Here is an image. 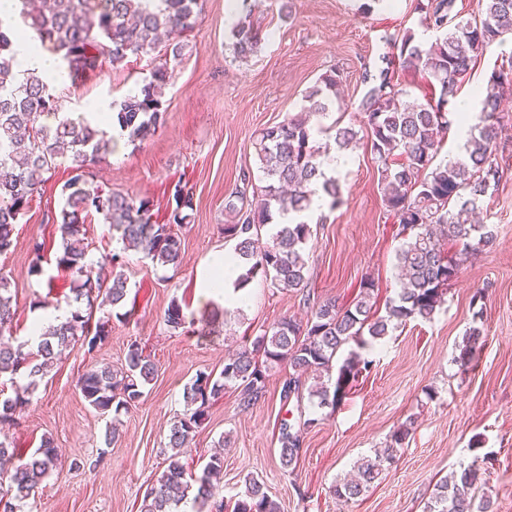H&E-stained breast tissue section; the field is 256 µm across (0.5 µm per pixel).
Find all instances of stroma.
Instances as JSON below:
<instances>
[{
    "label": "stroma",
    "mask_w": 512,
    "mask_h": 512,
    "mask_svg": "<svg viewBox=\"0 0 512 512\" xmlns=\"http://www.w3.org/2000/svg\"><path fill=\"white\" fill-rule=\"evenodd\" d=\"M251 2L252 12L234 13L258 29V52L235 59L224 21L230 0H199L183 59L164 90L163 124L144 141L116 144L91 169L99 189L150 200L158 218L171 203V186L182 183L193 194L194 211L180 230L183 261L176 268L124 248L102 217L93 216L91 256L113 250L125 257L126 313L111 318V336L103 346L66 350L7 430L21 456L30 455L45 437L61 455L60 467L26 501L24 512H139L147 486L165 468L160 450L184 411L185 385L199 372L220 373L243 337L307 313L299 293L273 288L260 276L248 282L243 314L234 318L225 316L223 299L205 297L199 288L213 255L233 248L221 232L233 221L225 204L232 192L242 190L243 172L258 170L255 133L296 115L305 91L331 70L343 78V124L362 129V73L389 51V37L408 33L426 45L436 37L421 23L417 0H396L391 7L382 0ZM148 63L144 57L103 66L66 93L64 111L83 113L91 99L106 105L121 100L148 75ZM509 64L511 36L478 57L459 97H471L474 87L487 86L494 69ZM501 116L505 133L498 161L504 176L486 202L483 219L493 244L462 266L431 320L408 321L379 344L362 348L371 365L344 385L336 406L321 408L305 399L284 410L276 369L265 398L249 410H240L232 388L211 400L193 450L182 459L192 472H201L214 443L226 437L225 499H236L244 476L253 473L281 512H424L440 478L475 462L496 512H512V102ZM71 176L64 166L49 174L15 227L13 248L0 256V272L8 275L17 299L14 335L21 340L28 336L35 298L48 296L62 307L70 294L72 277L58 269L53 255L60 249L54 217ZM336 179L341 203L324 205L309 218L307 289L311 299L333 297L348 305L369 281L377 309H384L400 288L395 253L402 238L382 202L378 163L369 149L359 147ZM34 238L51 242L52 256L39 275L29 270ZM479 288L485 299L478 309L470 299ZM174 300L185 316L177 329L164 319ZM472 326L482 329L483 345L463 367L458 356ZM133 341L154 358L158 374L139 404L120 414L119 438L108 446L106 420L84 400L77 380L86 369L120 365ZM286 415L317 421L303 433L302 457L289 478L281 475L277 443V425ZM404 425L409 434L395 459L383 463L378 480L354 499L337 500L334 485Z\"/></svg>",
    "instance_id": "stroma-1"
}]
</instances>
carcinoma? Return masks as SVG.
<instances>
[{
	"mask_svg": "<svg viewBox=\"0 0 512 512\" xmlns=\"http://www.w3.org/2000/svg\"><path fill=\"white\" fill-rule=\"evenodd\" d=\"M480 14L475 20L453 12L455 0H418L421 23L440 32L426 46L411 35L390 38L395 53L379 57L380 64L362 75L366 91L361 99L367 145L379 165L382 201L396 218L404 242L396 251L397 266L404 275L403 288L383 316H374L371 303L373 284L365 282L361 297L350 307H341L332 298L311 304L306 320L284 317L244 341L239 350L215 376L201 372L184 387L185 410L172 423L165 448L167 462L156 483L147 488L140 512H176L178 503L195 489L197 512H280V504L268 494L265 482L255 475L244 478V488L234 506L216 497L217 483L224 474V456L213 454L200 475L188 473L181 461L197 429L206 419L210 400L224 389L238 390L241 410L265 397L268 373L286 368L280 399L286 406L301 401L305 375L319 378L309 390L318 406H335L343 384L352 374L362 372L360 360L350 356L340 367L335 389L321 381L343 346L353 341L361 347L389 335L410 319L426 321L445 302L449 283L470 256L489 245L492 234L486 225L475 222L487 197L497 190L504 170L497 161L504 100L512 97V66L492 72L490 85L475 91L479 98L475 130L464 146L465 154L432 166L440 144V134L451 125L448 104L457 95L478 55L512 34V0H478ZM18 18L0 20V255L13 246L15 225L44 182V175L60 165L75 175L64 185V203L59 213L61 251L57 267L73 277L72 317L44 333L37 347L25 340L12 344L17 301L8 277L0 273V378L24 373L27 384L16 387L15 397L3 396L0 389V429L11 427L28 404L26 393L37 379L68 347L88 342L89 350L108 342L109 320L95 319L96 311L109 305L121 307L127 298L128 283L121 268L122 255L106 253L98 260L88 258L87 225L93 215L119 234L127 247L141 251L163 266H180L182 240L174 227L191 220L193 196L177 183L172 189L175 206L163 222L152 219L150 201L130 194H105L86 178V169L109 150L114 141L105 130L86 116L72 117L63 111V96L38 75L17 70L16 42L30 30L40 47L52 52L64 64L70 87L108 63L121 64L131 57H150V72L139 89L112 103V125L119 126L128 141H143L164 121L160 90L171 76L170 62L183 56V38L191 28L197 0H42L41 7L28 9V0H19ZM172 45V53L159 50L161 37ZM235 57L254 55L261 43L251 23L238 21L231 30ZM422 70L431 78L430 96L424 103L407 101L408 92L395 81L398 70ZM342 77L325 73L304 94V112L319 119L329 116L340 104ZM335 131L336 149L347 151L360 143L359 132L334 122L312 127L294 115L282 123L262 129L255 141L262 172L260 199L250 210L236 209L237 221L222 227L224 237L235 241L233 259L240 268L234 289L242 288L257 274L270 279L279 289L302 291L307 286L308 255L305 246L310 225L304 221L274 222L286 213L297 215L311 206V196L321 190L340 202L336 179L325 176L323 156L328 144L317 135ZM424 177H419V173ZM270 226L265 245L256 242L258 231ZM461 246L450 255L441 249L440 239ZM46 242L30 245V271H43ZM370 336L366 341L364 336ZM482 336L478 327L466 333L458 357L469 363ZM158 367L135 341L127 347L124 362L114 369L90 368L77 381L85 401L101 415H119L135 407L144 389L157 377ZM308 418L298 424L281 418L278 428L279 461L283 476L294 473L302 456V431L318 424ZM409 433L401 426L392 434L385 451L391 461ZM56 448L50 438L28 458L17 456L7 440H0V512H20L21 504L35 495L42 481L55 467ZM382 459L363 458L355 479L338 483L334 494L351 499L361 494L381 472ZM482 473L472 464L453 471L434 485L424 512H494L489 495L480 492Z\"/></svg>",
	"mask_w": 512,
	"mask_h": 512,
	"instance_id": "obj_1",
	"label": "carcinoma"
}]
</instances>
